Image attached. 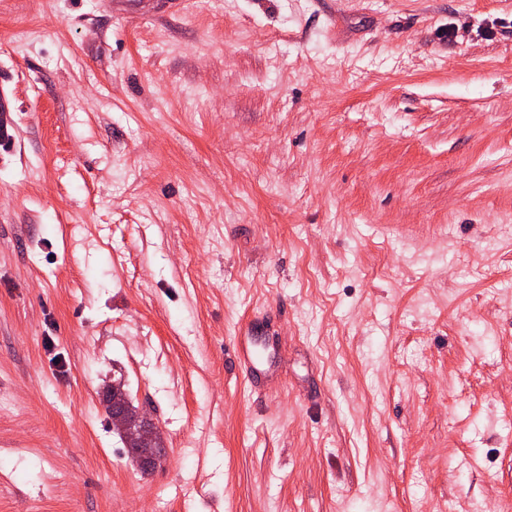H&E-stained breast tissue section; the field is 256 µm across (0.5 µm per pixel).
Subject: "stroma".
<instances>
[{"label": "stroma", "instance_id": "stroma-1", "mask_svg": "<svg viewBox=\"0 0 512 512\" xmlns=\"http://www.w3.org/2000/svg\"><path fill=\"white\" fill-rule=\"evenodd\" d=\"M0 107V512H512V0H0ZM101 405L112 423V428L118 431L131 443H140L146 439V429H134L128 422L125 407L126 394L120 389L109 391L103 395Z\"/></svg>", "mask_w": 512, "mask_h": 512}]
</instances>
